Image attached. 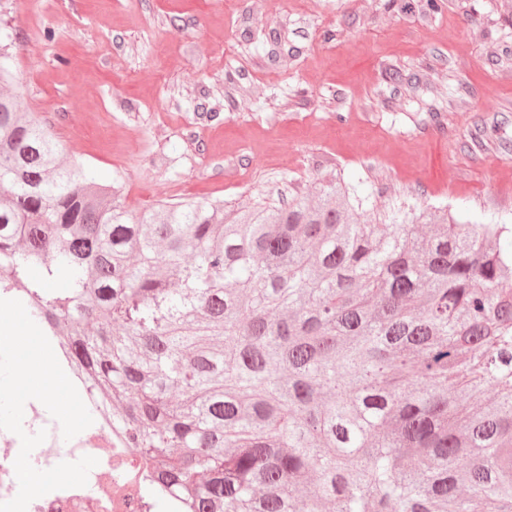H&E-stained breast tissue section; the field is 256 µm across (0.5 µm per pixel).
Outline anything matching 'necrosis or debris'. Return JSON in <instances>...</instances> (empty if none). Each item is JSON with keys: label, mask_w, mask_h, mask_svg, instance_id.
Here are the masks:
<instances>
[{"label": "necrosis or debris", "mask_w": 512, "mask_h": 512, "mask_svg": "<svg viewBox=\"0 0 512 512\" xmlns=\"http://www.w3.org/2000/svg\"><path fill=\"white\" fill-rule=\"evenodd\" d=\"M85 405L93 417L92 425L72 444L64 446L58 440L56 420L39 401H27L28 417L33 421L26 429L27 434H35L40 428L47 433L30 455L33 467L47 470L84 456L97 460L88 473L86 486L51 491L32 500L27 512H145L144 500L132 482L138 461L111 435L109 417L93 400H86Z\"/></svg>", "instance_id": "1"}]
</instances>
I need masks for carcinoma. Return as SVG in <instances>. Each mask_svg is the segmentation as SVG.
<instances>
[{
  "label": "carcinoma",
  "mask_w": 512,
  "mask_h": 512,
  "mask_svg": "<svg viewBox=\"0 0 512 512\" xmlns=\"http://www.w3.org/2000/svg\"><path fill=\"white\" fill-rule=\"evenodd\" d=\"M11 47L0 289L62 337L152 492L189 512H512L505 226L372 217L336 179L133 214L31 113Z\"/></svg>",
  "instance_id": "1"
}]
</instances>
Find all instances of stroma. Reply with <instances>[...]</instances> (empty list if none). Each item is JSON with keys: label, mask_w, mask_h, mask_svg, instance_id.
Listing matches in <instances>:
<instances>
[{"label": "stroma", "mask_w": 512, "mask_h": 512, "mask_svg": "<svg viewBox=\"0 0 512 512\" xmlns=\"http://www.w3.org/2000/svg\"><path fill=\"white\" fill-rule=\"evenodd\" d=\"M6 37L30 109L129 211L340 177L382 213L512 226V0H0Z\"/></svg>", "instance_id": "stroma-1"}]
</instances>
